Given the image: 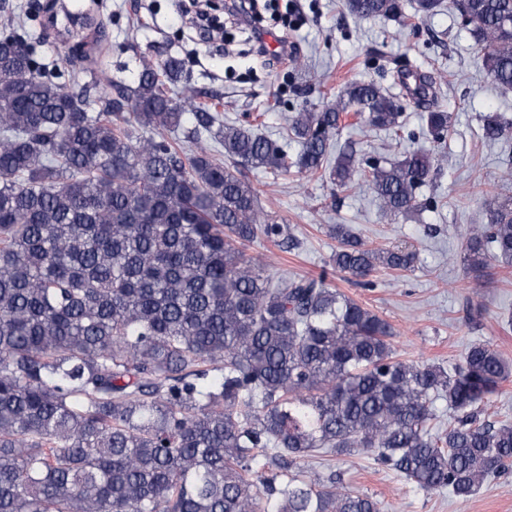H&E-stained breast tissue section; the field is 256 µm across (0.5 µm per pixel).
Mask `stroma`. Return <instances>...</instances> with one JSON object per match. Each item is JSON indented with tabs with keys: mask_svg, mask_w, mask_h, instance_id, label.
Instances as JSON below:
<instances>
[{
	"mask_svg": "<svg viewBox=\"0 0 512 512\" xmlns=\"http://www.w3.org/2000/svg\"><path fill=\"white\" fill-rule=\"evenodd\" d=\"M9 2L14 30L34 46V61L52 81L76 89L94 78L132 86L142 61L172 56L181 60L182 81L197 104L224 121L256 125L273 140L296 112L323 109L346 82H376L404 103V128L396 139L369 127H347L338 142L352 144L361 156L395 160L402 152L431 147L424 111L409 104L396 69L435 73L442 83L438 103L448 111L451 129L445 159L412 212L391 218L367 193L332 194L328 178L294 172L277 177L254 169L247 177L262 206L290 225L299 246L285 250L257 240L245 252L269 262L282 277L328 273L333 287L391 324L398 358L449 367L469 345L481 342L512 362V268L492 265L475 272L461 261L470 227L483 223L486 205L502 193L501 168L512 164V138L483 142L480 117L499 112L512 122V90L492 84L477 46L453 12L421 16L416 0H403L411 20L402 26L355 18L343 0H275L276 11L260 17L241 15L229 0H207L210 14L220 20L212 33L186 18L188 0H62L54 29L46 21L45 0ZM72 15L89 22L70 26ZM259 29L293 43L292 58L257 55L253 33ZM432 196L443 198L442 209H426ZM331 224L347 225L372 247L407 248L416 255L412 270H378L369 288L350 274L329 271L337 247L327 233ZM307 465L309 472L336 474L344 486L377 499L383 512H512V470L485 482L473 496L459 498L445 489L421 490L366 452L316 454Z\"/></svg>",
	"mask_w": 512,
	"mask_h": 512,
	"instance_id": "obj_1",
	"label": "stroma"
}]
</instances>
